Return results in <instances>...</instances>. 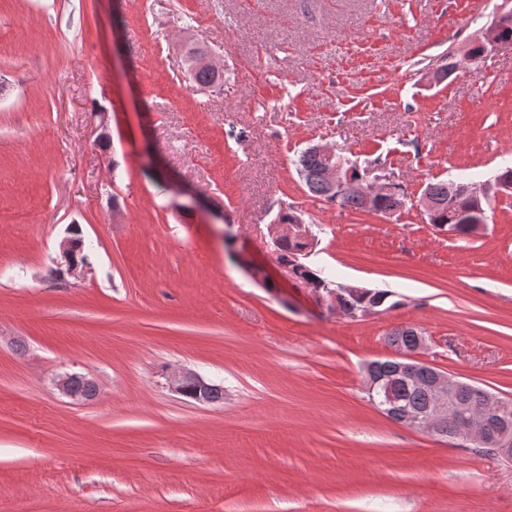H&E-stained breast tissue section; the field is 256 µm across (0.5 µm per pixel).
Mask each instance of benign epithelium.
<instances>
[{
	"instance_id": "7a95c632",
	"label": "benign epithelium",
	"mask_w": 512,
	"mask_h": 512,
	"mask_svg": "<svg viewBox=\"0 0 512 512\" xmlns=\"http://www.w3.org/2000/svg\"><path fill=\"white\" fill-rule=\"evenodd\" d=\"M512 19V9L500 13L489 26L483 31L479 42L483 43L486 55L491 53L500 44L498 39V30L501 23ZM186 79H192L195 70L199 68H211L222 71L208 54L199 57L185 59ZM312 151L322 156L326 160V168L324 176L329 187L333 190H340L350 184V173L343 166L342 159L336 150L328 144H316L311 146ZM356 190L365 200L366 206H371L375 198L384 193L391 192V182L387 179H377L375 181L362 180L355 185ZM496 189L498 193H508L512 191V185L504 182H496L494 184L485 183L465 184L464 193L470 197L474 203L473 210L469 213L467 223L471 224L470 235H475L482 229L483 224L487 223L488 215L484 208L485 202L490 199L491 189ZM276 235H289L301 238H312L311 231L303 220H298L293 224H278L271 228ZM62 256L65 261V269L59 270V275H73L80 266L76 265L73 260L76 249V242L73 237L64 239L60 245ZM349 292L353 294H363L367 289L345 286L336 291H331L326 295L316 296L314 300L320 307L326 308L328 311H335L339 304V298L342 293ZM426 348V338L418 337V344L413 349L405 351H396L389 359L394 362L395 374L401 376H409L415 365L421 363L418 358L421 350ZM432 376L427 384V391L433 397V403L428 407L427 411L422 413H414L406 411L403 414L402 425L429 433L443 441L448 440L447 422L448 417L464 412L467 405L460 398L461 388L465 382L460 378L446 370L436 367H430ZM77 378L75 374H66L58 380L59 389L67 397L74 401H86L96 395V392L85 394L78 392L73 388V381ZM167 380L169 387L175 393L185 395V388L188 384L193 383L197 387V395L195 402L200 404L208 403L203 395L208 388L212 386V382L205 380L198 373L180 368L173 369L168 373ZM364 385L367 393L370 394L371 403L382 413H388L392 406V400L389 395L385 394L382 381L370 375V366L364 368ZM512 418V401L509 399L493 396L489 398L488 403L481 408L470 420L469 425L462 435L464 439L481 438L485 441L493 443L498 453L506 458L512 457V427L509 426V419Z\"/></svg>"
}]
</instances>
